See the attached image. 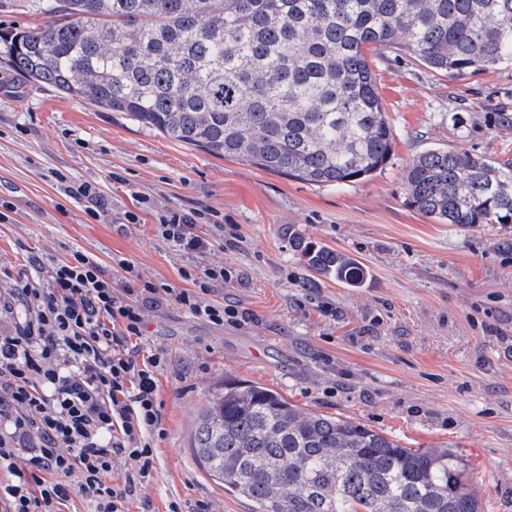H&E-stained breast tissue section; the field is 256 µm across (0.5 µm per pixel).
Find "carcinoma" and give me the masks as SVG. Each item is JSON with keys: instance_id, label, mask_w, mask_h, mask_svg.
I'll return each mask as SVG.
<instances>
[{"instance_id": "cac0c4a2", "label": "carcinoma", "mask_w": 512, "mask_h": 512, "mask_svg": "<svg viewBox=\"0 0 512 512\" xmlns=\"http://www.w3.org/2000/svg\"><path fill=\"white\" fill-rule=\"evenodd\" d=\"M40 23L0 58L173 141L313 185L383 169L393 137L368 53L396 47L453 75L512 68V0H0ZM407 205L461 228L512 224V160L431 148ZM317 275L358 286L355 258L292 236ZM194 456L255 512H481L447 448H406L277 390L226 380Z\"/></svg>"}]
</instances>
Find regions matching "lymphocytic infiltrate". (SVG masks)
Returning a JSON list of instances; mask_svg holds the SVG:
<instances>
[{
    "instance_id": "lymphocytic-infiltrate-1",
    "label": "lymphocytic infiltrate",
    "mask_w": 512,
    "mask_h": 512,
    "mask_svg": "<svg viewBox=\"0 0 512 512\" xmlns=\"http://www.w3.org/2000/svg\"><path fill=\"white\" fill-rule=\"evenodd\" d=\"M208 212L167 209L159 236L187 250L201 246L195 225ZM119 275L77 251L54 263L45 281L0 289V316L15 320L0 334V512H63L72 495L90 496L95 512H125L144 484L162 437L156 370L161 359L130 349L145 310L174 303L220 326L234 309L205 301L223 283L220 266L183 269L186 285L157 286L128 260ZM130 469L110 483L116 458Z\"/></svg>"
}]
</instances>
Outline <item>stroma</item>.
I'll return each instance as SVG.
<instances>
[{
	"instance_id": "stroma-1",
	"label": "stroma",
	"mask_w": 512,
	"mask_h": 512,
	"mask_svg": "<svg viewBox=\"0 0 512 512\" xmlns=\"http://www.w3.org/2000/svg\"><path fill=\"white\" fill-rule=\"evenodd\" d=\"M393 129V155L354 184L316 186L215 157L116 114L27 82L0 62V289L45 278L80 250L104 268L132 262L158 285L221 265L207 301L234 306L222 326L170 304L145 314L136 345L159 354L166 432L129 512H253L196 462L192 443L225 379L278 390L304 409L349 418L409 448H447L482 512H512V224L462 229L406 205L405 173L432 147L512 158V68L451 77L385 47L369 56ZM91 184L100 218L66 186ZM147 199L139 223L125 211ZM208 207L190 252L158 238L156 213ZM352 254L356 287L307 273L290 233Z\"/></svg>"
}]
</instances>
